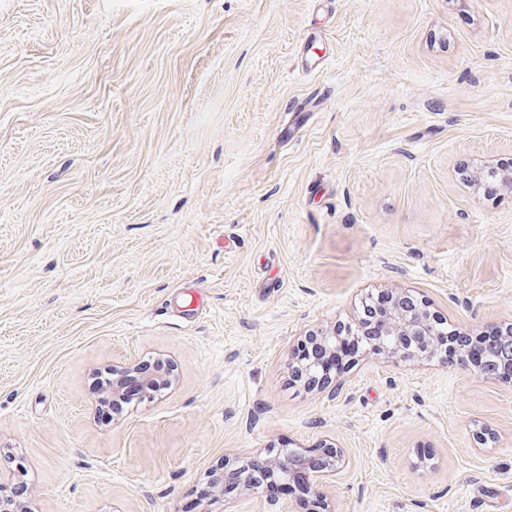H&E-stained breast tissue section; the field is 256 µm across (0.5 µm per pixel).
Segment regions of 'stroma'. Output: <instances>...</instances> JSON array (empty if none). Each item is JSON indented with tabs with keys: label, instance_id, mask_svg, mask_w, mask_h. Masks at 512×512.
<instances>
[{
	"label": "stroma",
	"instance_id": "stroma-1",
	"mask_svg": "<svg viewBox=\"0 0 512 512\" xmlns=\"http://www.w3.org/2000/svg\"><path fill=\"white\" fill-rule=\"evenodd\" d=\"M499 163L512 0H0V451L40 512H512V381L287 369L375 289L511 322L512 194L460 178ZM153 359L100 424L95 375ZM328 439L308 495L210 491ZM322 448H327V453L318 462L307 459L291 448L269 457L270 448L266 455L259 454L239 466L229 467V461L224 462V473L210 472L211 484L218 496L223 497L227 490L233 489L238 491L239 496L248 497L271 472L276 471L280 478L288 480L302 471L312 485H319L329 476H335L342 463L341 452L333 443L325 441Z\"/></svg>",
	"mask_w": 512,
	"mask_h": 512
}]
</instances>
